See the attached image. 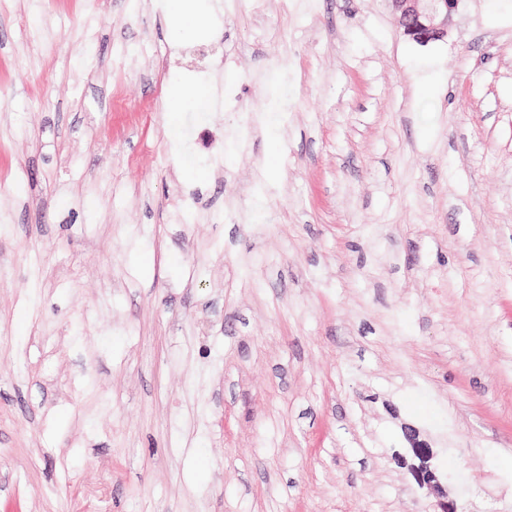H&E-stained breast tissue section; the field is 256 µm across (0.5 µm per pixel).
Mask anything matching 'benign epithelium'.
<instances>
[{
  "instance_id": "obj_1",
  "label": "benign epithelium",
  "mask_w": 512,
  "mask_h": 512,
  "mask_svg": "<svg viewBox=\"0 0 512 512\" xmlns=\"http://www.w3.org/2000/svg\"><path fill=\"white\" fill-rule=\"evenodd\" d=\"M391 4L394 22L402 33L412 40L427 44L445 39L448 27L453 22L460 0H388ZM414 453L422 458V464L412 472L422 485L438 486L435 473L423 460L426 450L414 449Z\"/></svg>"
}]
</instances>
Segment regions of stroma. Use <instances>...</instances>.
Masks as SVG:
<instances>
[{"label": "stroma", "mask_w": 512, "mask_h": 512, "mask_svg": "<svg viewBox=\"0 0 512 512\" xmlns=\"http://www.w3.org/2000/svg\"><path fill=\"white\" fill-rule=\"evenodd\" d=\"M204 6L0 0V512H512V0ZM202 0H169L171 14L178 21L185 36H194L205 28L208 14L201 4ZM394 22L406 36L420 44L445 39L461 0H387Z\"/></svg>", "instance_id": "stroma-1"}]
</instances>
